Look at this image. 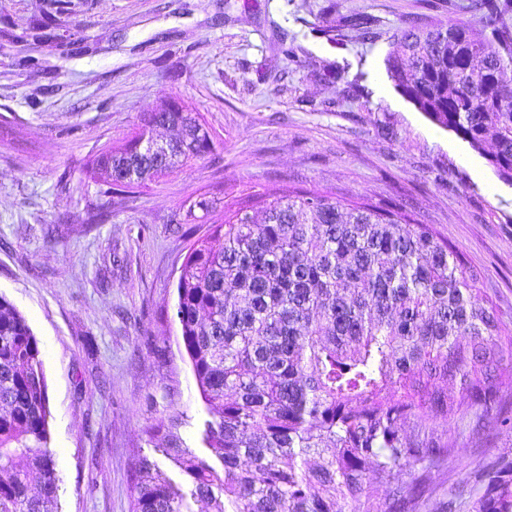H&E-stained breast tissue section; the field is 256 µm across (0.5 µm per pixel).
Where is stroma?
Returning a JSON list of instances; mask_svg holds the SVG:
<instances>
[{
  "label": "stroma",
  "mask_w": 512,
  "mask_h": 512,
  "mask_svg": "<svg viewBox=\"0 0 512 512\" xmlns=\"http://www.w3.org/2000/svg\"><path fill=\"white\" fill-rule=\"evenodd\" d=\"M58 45L17 42L38 9L0 0V295L36 336L49 397L58 512H129L148 431L175 418L203 451L206 418L175 317L179 268L212 216L292 187L386 203L448 240L512 329V186L389 79L398 29L465 19L470 0H70ZM369 17V37L343 17ZM293 56H285L283 48ZM36 58L34 68L16 65ZM178 101L214 135L191 166L112 195L95 161ZM210 201L206 212L201 201ZM449 489L512 435L451 422Z\"/></svg>",
  "instance_id": "stroma-1"
}]
</instances>
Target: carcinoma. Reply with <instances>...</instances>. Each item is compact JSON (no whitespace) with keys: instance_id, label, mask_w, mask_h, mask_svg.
<instances>
[{"instance_id":"carcinoma-1","label":"carcinoma","mask_w":512,"mask_h":512,"mask_svg":"<svg viewBox=\"0 0 512 512\" xmlns=\"http://www.w3.org/2000/svg\"><path fill=\"white\" fill-rule=\"evenodd\" d=\"M468 9L467 20L402 29L387 73L512 186V0ZM70 11L52 0L33 38L55 37ZM154 123L179 129L168 141L176 162L138 152L140 133L96 160L105 193L212 149L190 112H152L143 128ZM481 281L428 225L389 205L296 191L225 210L191 243L175 307L209 455L185 446L176 421L151 427L185 483L138 458L132 512H193L192 501L208 512H421L458 457L448 422L462 407L476 425L512 432V378L494 377L512 360V331ZM48 416L38 341L0 296V512H57ZM467 507L512 512V456L474 473Z\"/></svg>"}]
</instances>
